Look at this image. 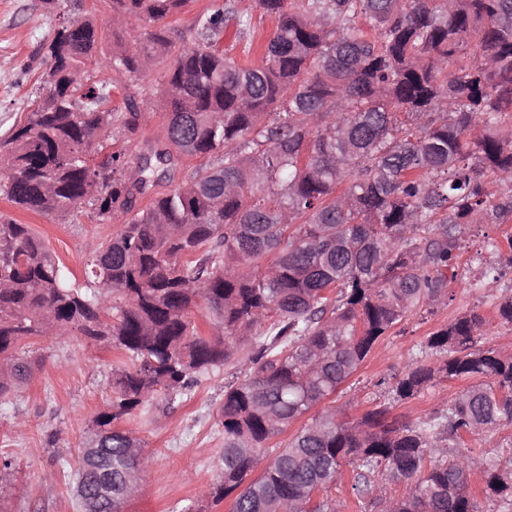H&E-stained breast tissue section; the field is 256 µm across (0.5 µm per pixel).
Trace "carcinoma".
<instances>
[{"label": "carcinoma", "instance_id": "cac0c4a2", "mask_svg": "<svg viewBox=\"0 0 512 512\" xmlns=\"http://www.w3.org/2000/svg\"><path fill=\"white\" fill-rule=\"evenodd\" d=\"M186 3L112 0V17L145 30L106 67L135 85L149 66L167 68L163 145L132 167L123 151L89 150L116 127L132 139L151 104L129 94L112 108L87 83L103 24L74 0L79 30L64 20L43 45L47 100L0 150V196L61 219L85 205L133 217L87 255L79 283L28 225L0 215V400L39 366L31 338L125 351L133 368L112 369V398L90 427L97 462L86 446L76 468L86 485L112 474L111 512H122L149 458L119 422L247 346L252 372L224 389L214 501L234 497L232 512L301 508L351 461L358 481L382 468L410 484L392 512H479L467 493L476 462L448 458L447 443L512 424V354L480 345L475 311L427 337L439 364L412 362L392 386L405 401L440 380H473L428 427L386 404L353 423L330 406L275 455L264 448L409 312L444 301L459 225L512 217V0H259L276 29L254 66L218 49L225 22L241 38L253 30L230 0L174 42L163 21ZM184 156L210 161L135 210ZM200 301L208 336L190 316ZM484 473L486 498L512 505V471Z\"/></svg>", "mask_w": 512, "mask_h": 512}]
</instances>
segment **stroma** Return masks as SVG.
<instances>
[{
  "label": "stroma",
  "mask_w": 512,
  "mask_h": 512,
  "mask_svg": "<svg viewBox=\"0 0 512 512\" xmlns=\"http://www.w3.org/2000/svg\"><path fill=\"white\" fill-rule=\"evenodd\" d=\"M240 11L251 14L252 42L238 40L235 25H226L221 46L244 64L262 59L261 47L274 29L258 0H235ZM84 7L107 26L108 36L100 46L101 56L121 48H134L143 30L130 20L112 22L110 0H84ZM66 0L46 5L45 0H0V141L24 125L45 94L40 76L47 63L42 49L59 26ZM92 81L111 88L113 106H121L124 95L150 97L151 107L141 114L133 139L113 133L112 147L124 150L130 162L148 155L162 141L166 120L160 89L166 77L162 66H154L138 85H127L124 76L109 69L94 68ZM30 225L62 262L82 276L87 252L112 238L127 218L116 214L98 218L89 208L61 220L23 211L0 197V215ZM512 237V219L488 223L474 216L461 225L460 263L457 276L448 283V298L434 310L418 308L381 338L364 363L326 403L340 408V417L354 421L383 403L394 415L417 425L447 411L467 379H447L408 401H394L388 386L409 362H436L426 346L427 337L456 317L477 311L483 316V342L503 354L512 353V326L498 315L502 298L512 294V269L507 247ZM30 350L41 360L31 381L10 398L0 400V457L10 458L15 477L0 491V512H82L74 495V469L80 448L89 440L88 426L104 407L112 392L108 381L125 357L116 350L83 337L66 340L45 336L31 340ZM248 370L244 358H236L203 376L173 409L163 410V398L152 406L123 419L122 429L141 440L152 458L146 480L124 505V512H230L232 501L216 502L210 487L222 476L224 388L242 382ZM477 461L468 482V492L480 512H506L498 502L485 498L483 464L512 469V425L493 434L467 438L462 448ZM355 469L344 464L325 498L341 501L343 512H385L391 502L406 493L404 483L374 472L368 476L369 491L354 490Z\"/></svg>",
  "instance_id": "obj_1"
}]
</instances>
